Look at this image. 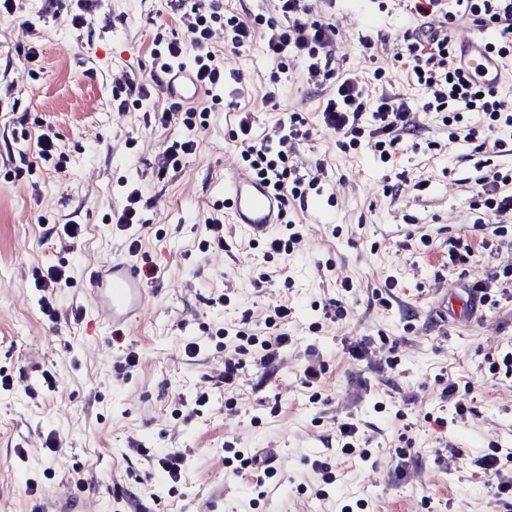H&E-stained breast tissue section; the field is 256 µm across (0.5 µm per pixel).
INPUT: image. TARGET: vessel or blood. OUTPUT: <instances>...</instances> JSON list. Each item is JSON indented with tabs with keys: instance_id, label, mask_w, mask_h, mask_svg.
Here are the masks:
<instances>
[{
	"instance_id": "vessel-or-blood-1",
	"label": "vessel or blood",
	"mask_w": 512,
	"mask_h": 512,
	"mask_svg": "<svg viewBox=\"0 0 512 512\" xmlns=\"http://www.w3.org/2000/svg\"><path fill=\"white\" fill-rule=\"evenodd\" d=\"M457 61L479 84L495 88L504 78V68L487 49V40L462 30L454 35ZM224 199L230 206L234 224L253 239L268 235L282 222V204L268 184L250 171L238 168L224 176ZM91 293L98 298L112 324L139 314L145 307L147 291L139 267L130 261L116 262L97 272L91 280Z\"/></svg>"
}]
</instances>
